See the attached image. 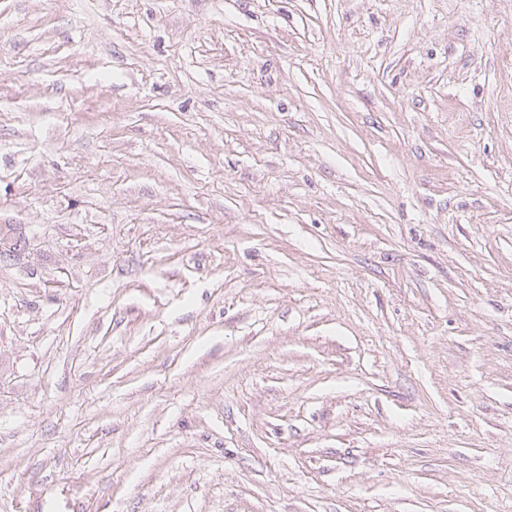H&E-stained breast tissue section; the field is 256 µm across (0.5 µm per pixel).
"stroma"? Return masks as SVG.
Masks as SVG:
<instances>
[{
    "label": "stroma",
    "mask_w": 512,
    "mask_h": 512,
    "mask_svg": "<svg viewBox=\"0 0 512 512\" xmlns=\"http://www.w3.org/2000/svg\"><path fill=\"white\" fill-rule=\"evenodd\" d=\"M0 512H512V0H0Z\"/></svg>",
    "instance_id": "stroma-1"
}]
</instances>
